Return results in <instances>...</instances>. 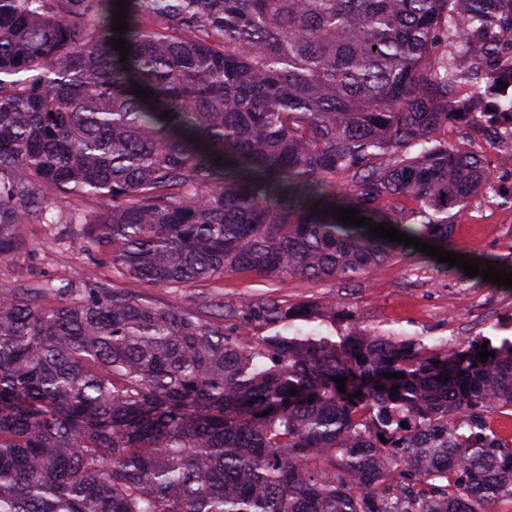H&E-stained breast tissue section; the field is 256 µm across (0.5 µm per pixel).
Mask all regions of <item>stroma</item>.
I'll return each instance as SVG.
<instances>
[{
  "label": "stroma",
  "mask_w": 512,
  "mask_h": 512,
  "mask_svg": "<svg viewBox=\"0 0 512 512\" xmlns=\"http://www.w3.org/2000/svg\"><path fill=\"white\" fill-rule=\"evenodd\" d=\"M448 139L465 148L483 149L496 184L454 215L450 249L469 260L493 258L497 268L512 271V168L498 163L500 154L512 150V145L484 149L482 139L462 138L455 125L449 126ZM25 234L35 250L28 258L0 263V284L13 286L59 275L80 283L111 279L104 256L69 244L63 225L29 224ZM112 281L114 287L163 305H184L211 294L220 295L226 307L236 309L261 295L292 307L326 302L335 307L337 324L358 321L421 337L430 346L450 338L466 341L487 336L497 342L512 336V288L479 282L458 267L419 252L393 258L349 282L240 273L225 277L220 285L208 282L174 292L122 278Z\"/></svg>",
  "instance_id": "stroma-1"
}]
</instances>
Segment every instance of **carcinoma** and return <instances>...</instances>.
Listing matches in <instances>:
<instances>
[{"label":"carcinoma","mask_w":512,"mask_h":512,"mask_svg":"<svg viewBox=\"0 0 512 512\" xmlns=\"http://www.w3.org/2000/svg\"><path fill=\"white\" fill-rule=\"evenodd\" d=\"M127 5L122 63L115 0H0L1 261L67 224L159 288L351 280L406 247L314 208L446 248L494 189L448 124L512 139V0ZM217 307L1 290L0 512H512V339L482 363L485 336L436 349L272 298L228 332Z\"/></svg>","instance_id":"carcinoma-1"}]
</instances>
